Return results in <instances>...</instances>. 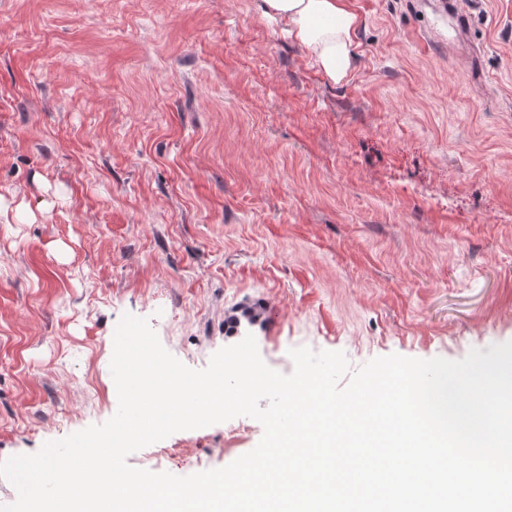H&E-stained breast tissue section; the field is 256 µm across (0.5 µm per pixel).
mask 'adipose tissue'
Wrapping results in <instances>:
<instances>
[{"label":"adipose tissue","mask_w":512,"mask_h":512,"mask_svg":"<svg viewBox=\"0 0 512 512\" xmlns=\"http://www.w3.org/2000/svg\"><path fill=\"white\" fill-rule=\"evenodd\" d=\"M263 13L284 27L330 81L338 83L347 77L359 26L347 0H263Z\"/></svg>","instance_id":"adipose-tissue-1"}]
</instances>
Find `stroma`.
<instances>
[{
    "label": "stroma",
    "instance_id": "stroma-1",
    "mask_svg": "<svg viewBox=\"0 0 512 512\" xmlns=\"http://www.w3.org/2000/svg\"><path fill=\"white\" fill-rule=\"evenodd\" d=\"M348 3L336 84L260 0H0V461L115 415L127 314L193 369L512 341V0ZM243 423L128 462L224 467Z\"/></svg>",
    "mask_w": 512,
    "mask_h": 512
}]
</instances>
